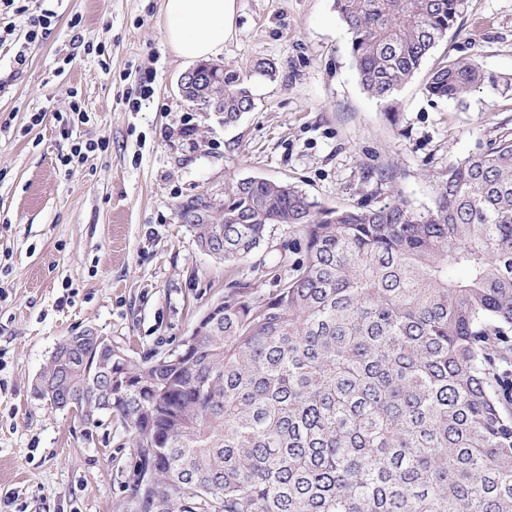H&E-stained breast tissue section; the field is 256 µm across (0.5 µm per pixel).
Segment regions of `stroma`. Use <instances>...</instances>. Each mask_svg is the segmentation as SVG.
<instances>
[{
  "label": "stroma",
  "instance_id": "35a3bbf8",
  "mask_svg": "<svg viewBox=\"0 0 512 512\" xmlns=\"http://www.w3.org/2000/svg\"><path fill=\"white\" fill-rule=\"evenodd\" d=\"M162 3L54 0L32 43L41 0L0 11L12 28L0 39V501L14 496L11 512H118L126 500L124 424H84L33 393L65 337L93 327L135 361L166 355L252 267L269 291L304 257L299 233L279 224L228 265L179 223L180 202L260 177L329 208L399 195L424 209L435 172L512 138V91L459 103L424 90L450 60L512 75V0H466L391 106L363 89L334 0H237L219 60L244 73L267 62L274 76L228 127L179 95L190 65L164 42ZM78 143L90 151L63 165Z\"/></svg>",
  "mask_w": 512,
  "mask_h": 512
}]
</instances>
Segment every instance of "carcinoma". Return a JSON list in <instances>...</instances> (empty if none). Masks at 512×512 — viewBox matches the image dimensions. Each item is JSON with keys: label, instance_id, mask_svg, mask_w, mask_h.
Returning <instances> with one entry per match:
<instances>
[{"label": "carcinoma", "instance_id": "obj_1", "mask_svg": "<svg viewBox=\"0 0 512 512\" xmlns=\"http://www.w3.org/2000/svg\"><path fill=\"white\" fill-rule=\"evenodd\" d=\"M363 89L392 100L465 0H335ZM224 125L273 75L207 61ZM512 86L475 60L434 69L428 96L463 102ZM423 211L322 208L249 177L179 204L196 243L239 264L270 226L303 231L306 258L278 287L263 274L224 294V325L143 364L58 346L40 377L62 395L112 374L134 435L125 512H512V139L450 161Z\"/></svg>", "mask_w": 512, "mask_h": 512}]
</instances>
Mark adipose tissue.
I'll use <instances>...</instances> for the list:
<instances>
[{"instance_id":"ef3b65f1","label":"adipose tissue","mask_w":512,"mask_h":512,"mask_svg":"<svg viewBox=\"0 0 512 512\" xmlns=\"http://www.w3.org/2000/svg\"><path fill=\"white\" fill-rule=\"evenodd\" d=\"M236 16V0H164L165 43L184 61L210 60L223 53Z\"/></svg>"}]
</instances>
